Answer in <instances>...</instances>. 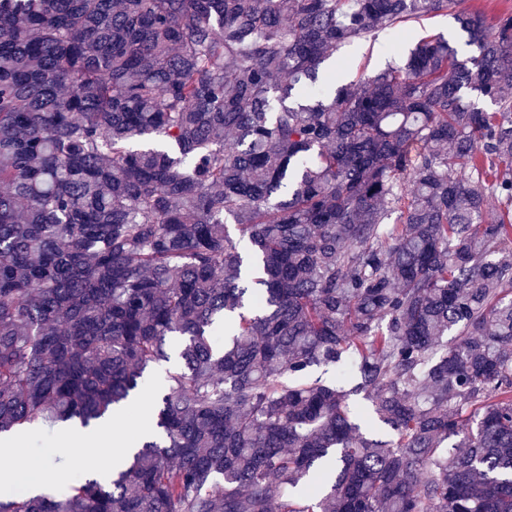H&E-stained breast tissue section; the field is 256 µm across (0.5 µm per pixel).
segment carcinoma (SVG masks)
I'll return each mask as SVG.
<instances>
[{
    "label": "carcinoma",
    "instance_id": "1",
    "mask_svg": "<svg viewBox=\"0 0 512 512\" xmlns=\"http://www.w3.org/2000/svg\"><path fill=\"white\" fill-rule=\"evenodd\" d=\"M460 4L0 0V436L182 339L127 465L0 512H512V15ZM439 14L472 55L336 85ZM396 31L381 33L375 41L346 45L336 53V64L344 67L336 71L337 85L356 81L361 74H371L385 67L393 51H398L400 56L425 35H443L457 47L460 54L467 52L461 32L450 15L426 16Z\"/></svg>",
    "mask_w": 512,
    "mask_h": 512
}]
</instances>
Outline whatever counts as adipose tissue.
<instances>
[{"instance_id":"1","label":"adipose tissue","mask_w":512,"mask_h":512,"mask_svg":"<svg viewBox=\"0 0 512 512\" xmlns=\"http://www.w3.org/2000/svg\"><path fill=\"white\" fill-rule=\"evenodd\" d=\"M56 453L70 464L102 474L120 464L125 447L116 442L110 426L100 422L88 431L63 432Z\"/></svg>"}]
</instances>
